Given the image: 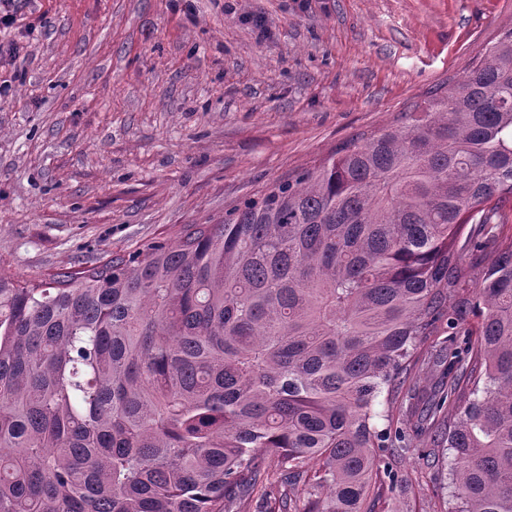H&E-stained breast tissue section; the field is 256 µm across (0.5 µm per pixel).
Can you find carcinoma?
Wrapping results in <instances>:
<instances>
[{
  "label": "carcinoma",
  "instance_id": "1",
  "mask_svg": "<svg viewBox=\"0 0 512 512\" xmlns=\"http://www.w3.org/2000/svg\"><path fill=\"white\" fill-rule=\"evenodd\" d=\"M511 212L509 28L448 92L222 217L0 274V512H372L413 485L375 449L405 457L446 406L424 457L449 512H512ZM445 343L411 430L375 426Z\"/></svg>",
  "mask_w": 512,
  "mask_h": 512
}]
</instances>
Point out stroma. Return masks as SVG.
Returning a JSON list of instances; mask_svg holds the SVG:
<instances>
[{
    "label": "stroma",
    "mask_w": 512,
    "mask_h": 512,
    "mask_svg": "<svg viewBox=\"0 0 512 512\" xmlns=\"http://www.w3.org/2000/svg\"><path fill=\"white\" fill-rule=\"evenodd\" d=\"M512 0H14L0 43V273L89 268L199 224L460 80ZM441 376L376 410L412 426ZM440 512L446 474L409 453Z\"/></svg>",
    "instance_id": "1"
}]
</instances>
